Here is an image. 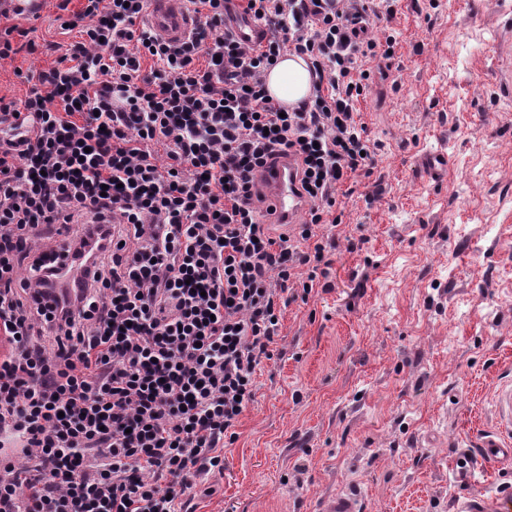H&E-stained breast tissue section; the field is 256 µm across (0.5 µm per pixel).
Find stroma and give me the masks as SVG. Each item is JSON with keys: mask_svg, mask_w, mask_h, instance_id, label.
Instances as JSON below:
<instances>
[{"mask_svg": "<svg viewBox=\"0 0 512 512\" xmlns=\"http://www.w3.org/2000/svg\"><path fill=\"white\" fill-rule=\"evenodd\" d=\"M60 25L56 0L0 16L17 49L0 97L57 64ZM387 33L389 76L356 104L374 163L336 193L330 286L285 309L280 355L194 512H320L349 486L367 512H455L512 492V465L478 451L512 380V0H396ZM430 152L448 157L443 181L419 167Z\"/></svg>", "mask_w": 512, "mask_h": 512, "instance_id": "stroma-1", "label": "stroma"}]
</instances>
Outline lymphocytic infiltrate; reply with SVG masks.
I'll return each instance as SVG.
<instances>
[{
	"instance_id": "1",
	"label": "lymphocytic infiltrate",
	"mask_w": 512,
	"mask_h": 512,
	"mask_svg": "<svg viewBox=\"0 0 512 512\" xmlns=\"http://www.w3.org/2000/svg\"><path fill=\"white\" fill-rule=\"evenodd\" d=\"M70 2L63 64L0 97V512H184L224 471L284 309L329 274L324 216L374 162L355 104L387 74L396 40L369 29L393 3L243 0L271 28L248 45L224 29L231 0H188L179 43L141 26L148 0ZM287 53L313 78L288 111L266 89ZM288 156L308 218L276 234L254 174ZM55 224L77 227L69 297Z\"/></svg>"
}]
</instances>
